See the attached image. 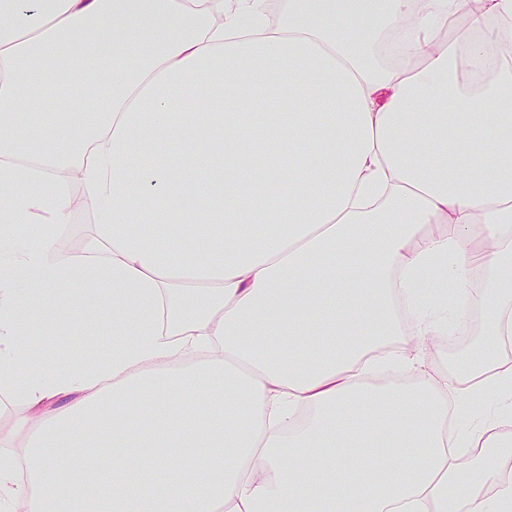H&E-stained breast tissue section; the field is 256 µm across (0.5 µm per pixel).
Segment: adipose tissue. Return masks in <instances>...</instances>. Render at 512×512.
Masks as SVG:
<instances>
[{
	"label": "adipose tissue",
	"instance_id": "obj_1",
	"mask_svg": "<svg viewBox=\"0 0 512 512\" xmlns=\"http://www.w3.org/2000/svg\"><path fill=\"white\" fill-rule=\"evenodd\" d=\"M478 2L0 0V512H512V307L468 389L507 410L451 435L423 363L477 283L512 293V65H463L512 0ZM38 294L111 349L28 352Z\"/></svg>",
	"mask_w": 512,
	"mask_h": 512
}]
</instances>
